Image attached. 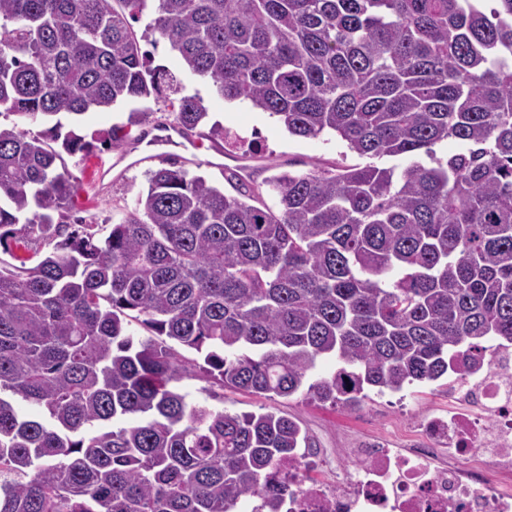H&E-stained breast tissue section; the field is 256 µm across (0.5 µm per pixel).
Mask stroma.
<instances>
[{
  "mask_svg": "<svg viewBox=\"0 0 512 512\" xmlns=\"http://www.w3.org/2000/svg\"><path fill=\"white\" fill-rule=\"evenodd\" d=\"M149 51L153 65L165 68L186 93L199 94L209 112L206 124L200 127L204 134L203 148L192 157L187 166L189 172L205 175L220 187L224 184L223 166L240 167L247 180L260 187L273 174L283 170L306 172L317 166L359 164V157L346 153L343 143L335 136L294 137L269 113L215 97L207 84L182 67L167 42L157 41ZM145 109L148 113L146 120L132 127L126 124L128 110L124 107L86 113L76 131L85 137L88 148L64 158L74 185L69 203L70 216L94 225L100 234H107L112 225L123 221L133 209L138 195L146 190L148 172L164 167L168 158L163 148L140 149L133 156V164L121 175L113 177L108 190L100 188L97 161H107L117 155L116 148L106 143L112 127L127 126L130 138L134 139L150 129L169 124L172 119L167 98H149ZM215 122L251 138L250 150L226 158L224 140L207 135L210 124ZM178 387L191 403L232 414L272 411L297 420L317 447L330 449L353 447L358 439L368 436L383 438L392 447L400 448L417 435L419 423L427 414L448 410V382L444 379L416 383L399 392L369 391L367 399L353 410L323 407L307 402L299 394L289 398H268L222 387L197 376L184 377Z\"/></svg>",
  "mask_w": 512,
  "mask_h": 512,
  "instance_id": "1",
  "label": "stroma"
}]
</instances>
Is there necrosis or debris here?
Wrapping results in <instances>:
<instances>
[{"label":"necrosis or debris","mask_w":512,"mask_h":512,"mask_svg":"<svg viewBox=\"0 0 512 512\" xmlns=\"http://www.w3.org/2000/svg\"><path fill=\"white\" fill-rule=\"evenodd\" d=\"M448 413L427 416L421 439L403 448L374 437L348 454L329 483L301 479L289 512H512V343L494 341L480 367L448 374Z\"/></svg>","instance_id":"4bbe7bcc"}]
</instances>
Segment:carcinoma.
<instances>
[{
    "label": "carcinoma",
    "instance_id": "cac0c4a2",
    "mask_svg": "<svg viewBox=\"0 0 512 512\" xmlns=\"http://www.w3.org/2000/svg\"><path fill=\"white\" fill-rule=\"evenodd\" d=\"M146 13L222 99L406 165L281 173L274 210L174 159L107 235L70 230L45 139L89 143L62 119L165 88L185 134L206 118L141 50ZM3 113L50 127L0 124V253L52 250L0 259V512H283L310 438L188 403L176 345L226 387L352 410L512 341V0H0Z\"/></svg>",
    "mask_w": 512,
    "mask_h": 512
}]
</instances>
